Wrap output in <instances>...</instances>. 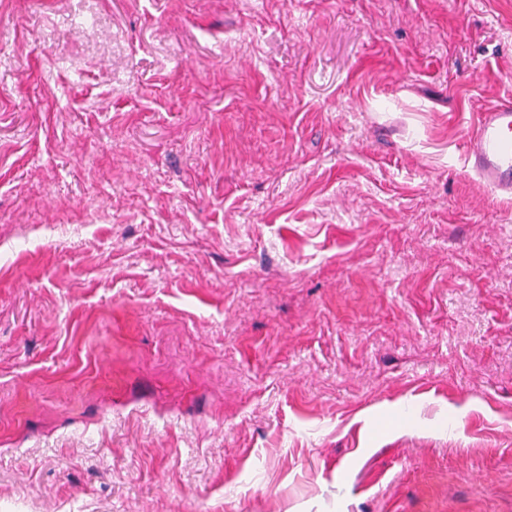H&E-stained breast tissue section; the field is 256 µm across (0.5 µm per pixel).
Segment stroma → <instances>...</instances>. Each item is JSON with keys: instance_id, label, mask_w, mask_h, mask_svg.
I'll return each instance as SVG.
<instances>
[{"instance_id": "1", "label": "stroma", "mask_w": 512, "mask_h": 512, "mask_svg": "<svg viewBox=\"0 0 512 512\" xmlns=\"http://www.w3.org/2000/svg\"><path fill=\"white\" fill-rule=\"evenodd\" d=\"M512 0H0V512H512ZM465 161L469 170L494 194L512 198V97L484 111L468 136Z\"/></svg>"}]
</instances>
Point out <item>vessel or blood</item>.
Instances as JSON below:
<instances>
[{"mask_svg": "<svg viewBox=\"0 0 512 512\" xmlns=\"http://www.w3.org/2000/svg\"><path fill=\"white\" fill-rule=\"evenodd\" d=\"M465 161L469 170L494 194L512 198V97L484 111L468 136Z\"/></svg>", "mask_w": 512, "mask_h": 512, "instance_id": "1", "label": "vessel or blood"}]
</instances>
